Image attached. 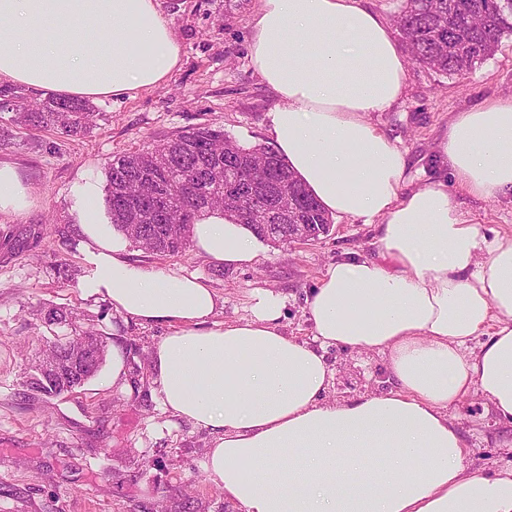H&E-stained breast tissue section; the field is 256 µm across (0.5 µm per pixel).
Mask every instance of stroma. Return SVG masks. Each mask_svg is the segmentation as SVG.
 Here are the masks:
<instances>
[{"label":"stroma","mask_w":512,"mask_h":512,"mask_svg":"<svg viewBox=\"0 0 512 512\" xmlns=\"http://www.w3.org/2000/svg\"><path fill=\"white\" fill-rule=\"evenodd\" d=\"M182 47L167 84L119 99L96 101L91 128L78 136L53 130L18 132L13 115L0 112V160L18 165L33 204L21 215L0 213V512H170L174 489L188 488L195 512H237L208 478L207 430L173 417L155 389L135 400L146 379L138 374L166 326L125 321L110 300L84 297L83 237L72 212L73 188L90 179L105 186V165L160 140L199 126L223 128L244 146L271 142L268 114L278 103L249 60L255 0H161ZM512 95V35L463 78H446L413 65L403 100L374 112L371 122L406 151L413 184L452 182L437 145L452 113ZM459 209L492 233L512 235V194L480 200L460 189ZM375 225L357 218L334 221L327 236L305 246L264 243L253 265L227 267L195 248L160 257L130 246L128 260L147 271L196 275L219 295L217 322L248 315L250 296L269 290L285 299L282 330L310 340L305 298L338 260L377 252ZM60 308L69 324L49 330L46 306ZM94 328L107 342L122 339L126 383L112 382V360L83 387L58 397L31 394L25 382L50 333L71 336ZM334 370L327 396L348 401L390 386L383 356L329 348ZM470 453L474 473L512 469V424L497 421L471 393L448 408Z\"/></svg>","instance_id":"stroma-1"}]
</instances>
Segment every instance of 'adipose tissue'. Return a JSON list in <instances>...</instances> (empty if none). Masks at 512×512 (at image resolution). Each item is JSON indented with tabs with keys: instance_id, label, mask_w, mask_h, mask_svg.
<instances>
[{
	"instance_id": "1",
	"label": "adipose tissue",
	"mask_w": 512,
	"mask_h": 512,
	"mask_svg": "<svg viewBox=\"0 0 512 512\" xmlns=\"http://www.w3.org/2000/svg\"><path fill=\"white\" fill-rule=\"evenodd\" d=\"M252 30V68L280 100L268 114L278 153L330 216L377 225L378 256L328 266L306 300L313 343L282 332L271 291L222 325L205 283L128 262L86 182L81 291L140 326H172L151 354L152 383L167 411L212 435L204 469L241 512H512V471L474 474L448 421L449 404L475 392L512 423V235L487 237L448 184L411 187L406 152L370 122L407 90L382 15L361 0H257ZM181 52L158 0H0L1 83L118 98L165 84ZM438 150L469 195L512 191V96L454 113ZM30 204L0 162V213ZM193 241L231 267L261 251L219 211ZM331 345L386 355L391 388L327 400Z\"/></svg>"
}]
</instances>
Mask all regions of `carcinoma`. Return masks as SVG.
Listing matches in <instances>:
<instances>
[{"instance_id":"obj_1","label":"carcinoma","mask_w":512,"mask_h":512,"mask_svg":"<svg viewBox=\"0 0 512 512\" xmlns=\"http://www.w3.org/2000/svg\"><path fill=\"white\" fill-rule=\"evenodd\" d=\"M396 30L414 63L446 77H464L494 55L503 36L512 34V0H401ZM0 112L14 113L16 125L56 130L67 136L84 133L94 117L93 107L81 99L48 96L30 101L20 87L0 85ZM255 160V181L268 187L272 198L275 181L284 178L294 187L299 223L309 225L314 238L329 233L332 219L305 187L294 178L285 162L269 146L245 147L221 129L199 127L157 143L148 153L137 152L113 159L107 165V204L112 223L133 243L159 256H177L190 244L191 228L215 210L228 211L224 193L211 177V167H227V177H237L240 163ZM146 165L155 166L156 184L142 188L145 196L166 197V223L133 224L126 217L122 185L137 177ZM279 220H266L265 211L240 214L236 220L249 226L262 240L292 243L288 209L279 208ZM43 323L49 327L67 322V314L46 307ZM105 341L96 329L58 344L60 370L36 373L26 381L28 389L43 396L69 393L87 382L103 363Z\"/></svg>"}]
</instances>
